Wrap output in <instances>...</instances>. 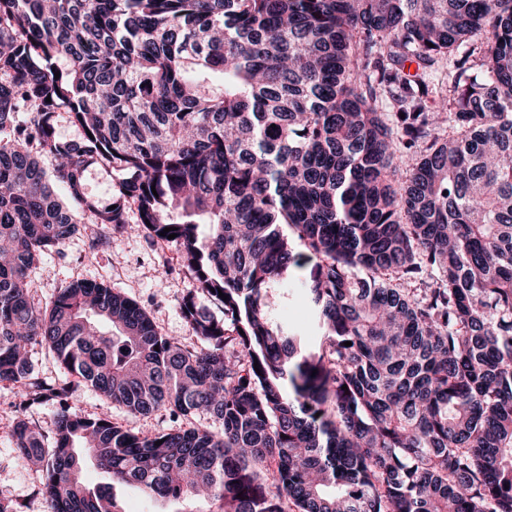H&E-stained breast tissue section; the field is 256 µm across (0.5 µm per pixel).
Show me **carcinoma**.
Returning a JSON list of instances; mask_svg holds the SVG:
<instances>
[{
	"label": "carcinoma",
	"mask_w": 512,
	"mask_h": 512,
	"mask_svg": "<svg viewBox=\"0 0 512 512\" xmlns=\"http://www.w3.org/2000/svg\"><path fill=\"white\" fill-rule=\"evenodd\" d=\"M76 213L180 250L199 347L103 282L35 305ZM290 289L314 343L273 315ZM36 344L133 414L217 429L86 416ZM0 381L57 404L11 434L50 512H116L115 484L207 512H512V0H0ZM112 185V175L99 167H91L87 173L86 187L90 195L105 198ZM56 410V404L47 402L40 405L31 406L27 409L25 415L27 420L33 426L41 428L47 432L51 428Z\"/></svg>",
	"instance_id": "cac0c4a2"
}]
</instances>
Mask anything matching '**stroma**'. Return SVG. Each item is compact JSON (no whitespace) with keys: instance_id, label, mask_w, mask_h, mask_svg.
Instances as JSON below:
<instances>
[{"instance_id":"obj_1","label":"stroma","mask_w":512,"mask_h":512,"mask_svg":"<svg viewBox=\"0 0 512 512\" xmlns=\"http://www.w3.org/2000/svg\"><path fill=\"white\" fill-rule=\"evenodd\" d=\"M173 272L161 274L162 265ZM76 280H93L110 285L124 296L136 301L153 319L158 331L182 343H195L179 306L183 295L192 286V279L183 268L174 245H149L138 232L114 233L101 224L81 222L69 240L45 255L31 274L32 292L38 303H45L58 288ZM31 358L35 372L49 384H70L71 402L83 414H110L114 423L144 435L208 426L206 418L171 419L159 410L148 415H133L113 407L85 385L71 382L53 356L44 348L33 347ZM18 400L11 383L0 382V497L20 503L24 512H49L41 493L40 472L18 460L11 442L12 427L18 417Z\"/></svg>"}]
</instances>
